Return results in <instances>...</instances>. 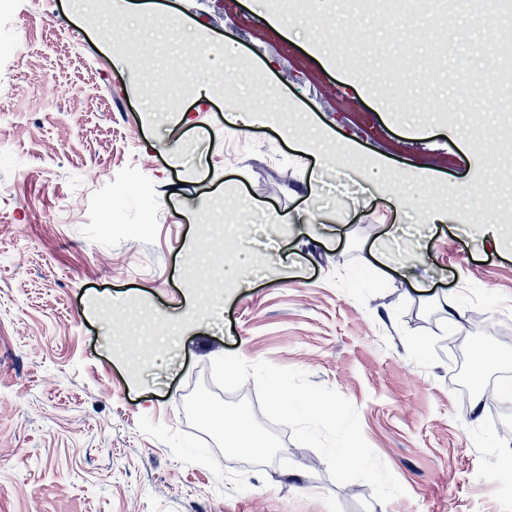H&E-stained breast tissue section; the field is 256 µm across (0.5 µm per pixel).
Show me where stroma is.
<instances>
[{"instance_id": "stroma-1", "label": "stroma", "mask_w": 512, "mask_h": 512, "mask_svg": "<svg viewBox=\"0 0 512 512\" xmlns=\"http://www.w3.org/2000/svg\"><path fill=\"white\" fill-rule=\"evenodd\" d=\"M147 25L121 24L150 67H114L111 9L97 0H0V512H512V363L476 375L494 406L474 407L448 342L512 355V237L462 234L459 204L402 277L381 264L404 214L384 178H408L415 211L443 187L481 186L469 206L512 214L490 100L467 93L499 53L494 26L451 0L448 20L381 23L356 12L357 45L329 56L300 25L279 30L270 0H160ZM203 43L204 63L185 59ZM230 43L267 123L242 130L224 97ZM387 49L411 67L355 68ZM184 57L179 70L171 62ZM429 70L415 82L413 68ZM211 86L199 102V82ZM448 112H440V104ZM303 116V133L282 123ZM179 144L177 154L167 151ZM322 172L326 189L309 188ZM245 199L279 215L269 234L294 254L248 288L224 268ZM458 306L449 320V306ZM237 354L300 369L358 410L363 434L406 493L374 500L335 483L315 449L262 413L254 380L216 386L211 362ZM269 442L257 455L224 445L225 421Z\"/></svg>"}]
</instances>
